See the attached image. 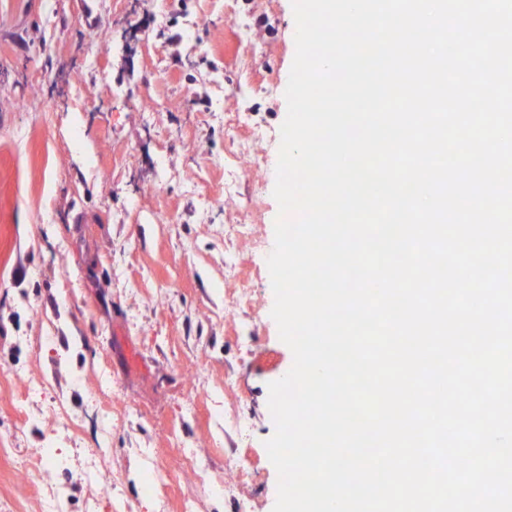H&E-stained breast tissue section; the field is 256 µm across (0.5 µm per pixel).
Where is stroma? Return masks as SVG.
Segmentation results:
<instances>
[{
	"mask_svg": "<svg viewBox=\"0 0 512 512\" xmlns=\"http://www.w3.org/2000/svg\"><path fill=\"white\" fill-rule=\"evenodd\" d=\"M293 20L292 0H0V225L15 244L0 436H18L0 512H47L57 473H24L40 448L76 468L95 455L90 431L67 435L60 398L110 413L103 465L122 480L111 501L72 482L75 502L179 512L190 493L195 512H273L268 385L293 354L267 258ZM235 112L268 138L227 126Z\"/></svg>",
	"mask_w": 512,
	"mask_h": 512,
	"instance_id": "obj_1",
	"label": "stroma"
}]
</instances>
